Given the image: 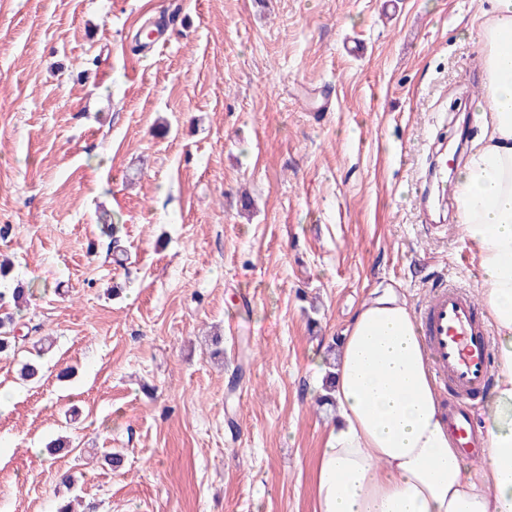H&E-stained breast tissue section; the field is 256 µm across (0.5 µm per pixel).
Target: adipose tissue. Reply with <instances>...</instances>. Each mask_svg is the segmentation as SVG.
<instances>
[{
  "mask_svg": "<svg viewBox=\"0 0 512 512\" xmlns=\"http://www.w3.org/2000/svg\"><path fill=\"white\" fill-rule=\"evenodd\" d=\"M479 19L485 96L455 199L497 330L480 411L485 446L475 463L456 448L411 308L383 293L339 341L337 413L314 464V512H512V0H479Z\"/></svg>",
  "mask_w": 512,
  "mask_h": 512,
  "instance_id": "obj_1",
  "label": "adipose tissue"
}]
</instances>
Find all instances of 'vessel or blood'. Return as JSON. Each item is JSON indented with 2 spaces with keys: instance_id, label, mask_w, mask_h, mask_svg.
Here are the masks:
<instances>
[{
  "instance_id": "vessel-or-blood-1",
  "label": "vessel or blood",
  "mask_w": 512,
  "mask_h": 512,
  "mask_svg": "<svg viewBox=\"0 0 512 512\" xmlns=\"http://www.w3.org/2000/svg\"><path fill=\"white\" fill-rule=\"evenodd\" d=\"M447 163H433L422 179V208H429L446 189ZM428 350L436 388L452 390L448 421L459 447L476 448L480 442L468 408L492 379L493 329L473 296L456 285L432 288L417 314Z\"/></svg>"
}]
</instances>
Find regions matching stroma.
<instances>
[{
  "label": "stroma",
  "mask_w": 512,
  "mask_h": 512,
  "mask_svg": "<svg viewBox=\"0 0 512 512\" xmlns=\"http://www.w3.org/2000/svg\"><path fill=\"white\" fill-rule=\"evenodd\" d=\"M478 6L0 0V259L32 290L0 354V512H313L336 417L313 357L375 290L479 289L451 203L441 231L415 204L434 147L477 132Z\"/></svg>",
  "instance_id": "1"
}]
</instances>
